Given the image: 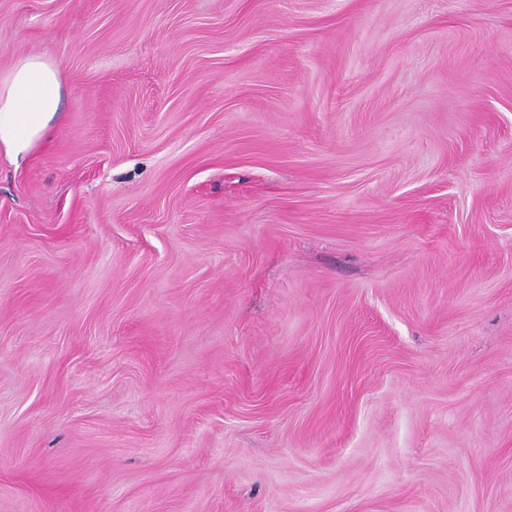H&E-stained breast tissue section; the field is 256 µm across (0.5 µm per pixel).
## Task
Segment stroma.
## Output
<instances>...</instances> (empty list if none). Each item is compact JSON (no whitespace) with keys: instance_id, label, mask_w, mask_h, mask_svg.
Instances as JSON below:
<instances>
[{"instance_id":"obj_1","label":"stroma","mask_w":512,"mask_h":512,"mask_svg":"<svg viewBox=\"0 0 512 512\" xmlns=\"http://www.w3.org/2000/svg\"><path fill=\"white\" fill-rule=\"evenodd\" d=\"M0 512H512V0H0ZM62 91V73L44 54L20 56L0 71V159L18 167L48 139Z\"/></svg>"}]
</instances>
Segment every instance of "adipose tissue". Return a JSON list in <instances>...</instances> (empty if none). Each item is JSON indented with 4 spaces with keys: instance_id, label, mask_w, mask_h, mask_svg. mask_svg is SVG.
I'll list each match as a JSON object with an SVG mask.
<instances>
[{
    "instance_id": "adipose-tissue-1",
    "label": "adipose tissue",
    "mask_w": 512,
    "mask_h": 512,
    "mask_svg": "<svg viewBox=\"0 0 512 512\" xmlns=\"http://www.w3.org/2000/svg\"><path fill=\"white\" fill-rule=\"evenodd\" d=\"M62 91L60 69L42 54L18 57L0 71V158L20 165L48 139Z\"/></svg>"
}]
</instances>
